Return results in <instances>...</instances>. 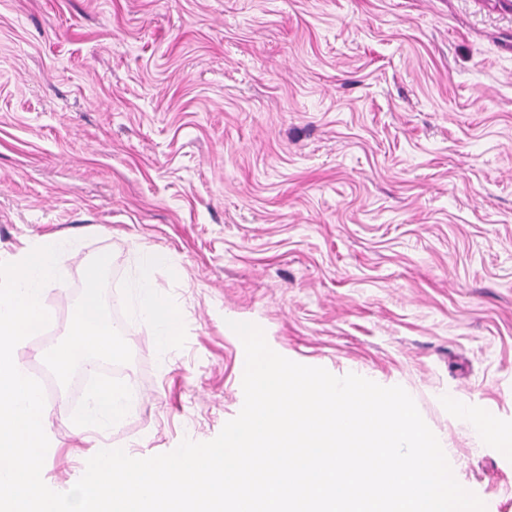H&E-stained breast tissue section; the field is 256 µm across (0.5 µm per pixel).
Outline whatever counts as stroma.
I'll return each mask as SVG.
<instances>
[{
	"instance_id": "1",
	"label": "stroma",
	"mask_w": 512,
	"mask_h": 512,
	"mask_svg": "<svg viewBox=\"0 0 512 512\" xmlns=\"http://www.w3.org/2000/svg\"><path fill=\"white\" fill-rule=\"evenodd\" d=\"M80 238L15 349L43 386L42 479L95 455L73 428L86 272L140 406L133 457L214 439L244 403L233 317L280 355L402 386L457 481L512 512V0H0V261ZM162 248L182 327L159 347L129 284ZM448 407L454 409L452 412L459 422L471 429L472 435L478 444L497 448L512 446V435L509 436L486 421L476 423L468 409L459 405L454 399H449Z\"/></svg>"
}]
</instances>
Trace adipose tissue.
Wrapping results in <instances>:
<instances>
[{
	"mask_svg": "<svg viewBox=\"0 0 512 512\" xmlns=\"http://www.w3.org/2000/svg\"><path fill=\"white\" fill-rule=\"evenodd\" d=\"M168 263L169 255L166 251H143L138 275L133 283L139 313L143 319L154 325L157 343L162 347L167 346L171 337L177 335L181 329L178 311L161 298L154 282L155 271ZM72 333L77 337L76 342L58 349L51 356L59 374H67L78 356L110 355L114 352L112 338L117 333V327L102 314L99 289L94 280L86 282L83 300L73 321Z\"/></svg>",
	"mask_w": 512,
	"mask_h": 512,
	"instance_id": "adipose-tissue-1",
	"label": "adipose tissue"
}]
</instances>
